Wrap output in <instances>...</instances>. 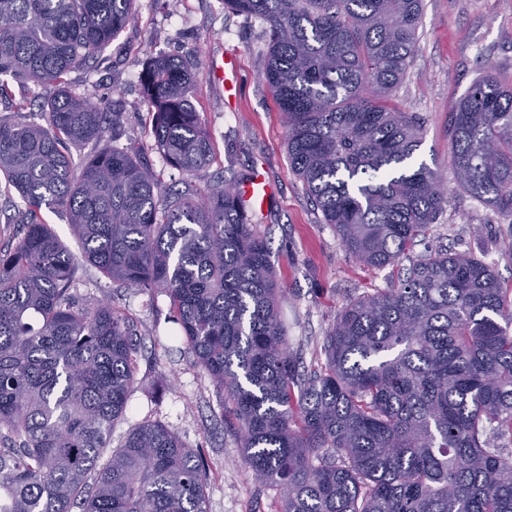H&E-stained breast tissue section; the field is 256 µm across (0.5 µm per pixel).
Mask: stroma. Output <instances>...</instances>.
<instances>
[{"label": "stroma", "instance_id": "1", "mask_svg": "<svg viewBox=\"0 0 512 512\" xmlns=\"http://www.w3.org/2000/svg\"><path fill=\"white\" fill-rule=\"evenodd\" d=\"M416 54L402 84L391 94L401 111L424 121L420 159L448 189V209L408 251L417 260L441 249L465 251L491 264L504 287L512 286V216L463 192L450 154V118L473 83L493 74L512 83V0H424ZM239 53L237 95L225 99L212 64L225 51ZM196 54L192 100L214 145V160L187 177L163 160L150 132V103L139 76L156 56ZM265 34L254 19L224 9V0H137L116 39L87 65L67 76L76 90L93 86L120 122L118 144L135 143L163 189L202 190L218 177L262 174L275 196L259 214L282 288L280 308L288 341L300 366H310L342 305L386 287L395 269L375 271L346 254L335 231L307 196L288 162L281 112L260 80ZM52 85L13 84L12 105L0 103V119L44 123L41 105ZM78 306L111 302L135 322L140 336L139 378L127 418L112 432L113 445L151 418L174 429L187 444L202 446L210 465L209 512H273L274 490H259L245 472L238 442L222 416L221 396L168 323L169 303L160 292L123 288L82 261L74 272Z\"/></svg>", "mask_w": 512, "mask_h": 512}]
</instances>
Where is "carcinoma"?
Masks as SVG:
<instances>
[{"label":"carcinoma","instance_id":"1","mask_svg":"<svg viewBox=\"0 0 512 512\" xmlns=\"http://www.w3.org/2000/svg\"><path fill=\"white\" fill-rule=\"evenodd\" d=\"M137 0H0L7 77L55 84L43 125L0 120V180L25 213L0 248V512H207L208 465L149 419L112 445L138 383L136 327L110 303L76 306L78 260L169 299L168 321L233 408L228 424L278 512H512V288L445 250L347 301L299 371L270 249L237 188L169 193L119 113L67 73L101 53ZM267 37L261 80L285 119L288 161L345 252L394 267L448 206L423 125L383 100L405 78L423 0H224ZM192 57L141 74L152 135L183 174L210 165L190 95ZM451 157L464 192L512 215V84L486 75L458 101ZM94 145L84 165L75 147ZM65 207L75 256L42 209Z\"/></svg>","mask_w":512,"mask_h":512}]
</instances>
